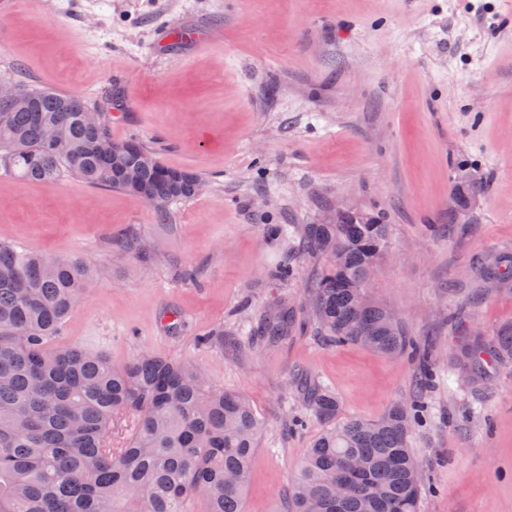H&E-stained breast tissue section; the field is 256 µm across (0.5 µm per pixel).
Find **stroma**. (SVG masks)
Returning <instances> with one entry per match:
<instances>
[{"instance_id": "1", "label": "stroma", "mask_w": 512, "mask_h": 512, "mask_svg": "<svg viewBox=\"0 0 512 512\" xmlns=\"http://www.w3.org/2000/svg\"><path fill=\"white\" fill-rule=\"evenodd\" d=\"M189 24L216 45L166 40ZM0 80L94 108L116 96L114 138L204 178L161 216L119 190L0 168V243L89 263L59 343L116 367L144 352L187 359L249 399L265 428L243 512H280L319 432L286 428L299 379L331 388L344 418L378 419L414 389L406 358L317 334L306 225L341 206L387 224L373 294L440 372L464 333L512 325V291L476 272L512 253V0H26L0 9ZM462 177L484 187L464 211L451 201ZM130 229L153 261L121 250ZM464 301V325L449 326ZM283 303L294 323L272 343L260 333ZM217 330L223 348L198 345ZM410 448L429 488L421 512H512V365L437 383Z\"/></svg>"}]
</instances>
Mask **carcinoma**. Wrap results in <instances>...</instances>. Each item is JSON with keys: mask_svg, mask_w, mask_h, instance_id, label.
Masks as SVG:
<instances>
[{"mask_svg": "<svg viewBox=\"0 0 512 512\" xmlns=\"http://www.w3.org/2000/svg\"><path fill=\"white\" fill-rule=\"evenodd\" d=\"M77 95L17 88L0 104V167L29 182L74 176L149 203L195 196V177L159 161L139 141L112 138L108 111L84 123ZM464 210L479 191L461 180ZM388 225L357 211L334 224H308L303 249L324 270L307 288L319 329L339 345L359 344L418 360L413 397L376 421L339 417L334 392L319 381L296 388L305 412L291 419L324 424L283 498L282 512H419L424 485L410 450L423 425L433 370L428 351L405 336L384 303L362 302L370 268L379 264ZM129 255L151 260L130 229ZM481 273L512 286V257L496 254ZM77 256L47 258L0 244V512H243L257 439L264 429L243 396L208 386L189 362L144 353L120 368L102 353L50 346L91 284ZM288 308L267 322L288 338ZM455 366L472 380L512 361V328L490 339L470 333L456 346Z\"/></svg>", "mask_w": 512, "mask_h": 512, "instance_id": "1", "label": "carcinoma"}]
</instances>
